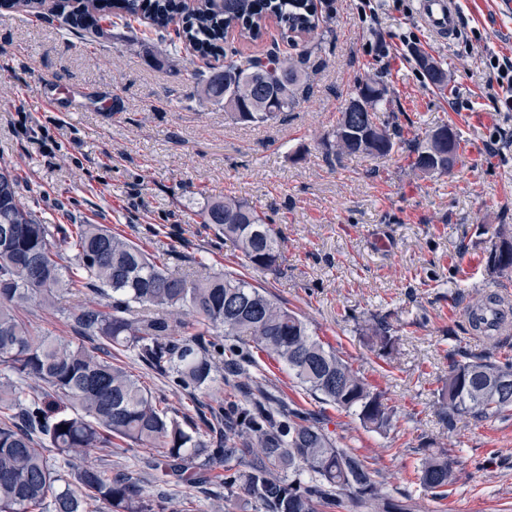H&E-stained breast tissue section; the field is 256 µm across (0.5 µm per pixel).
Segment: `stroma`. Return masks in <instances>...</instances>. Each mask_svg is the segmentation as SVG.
Listing matches in <instances>:
<instances>
[{
    "label": "stroma",
    "instance_id": "1",
    "mask_svg": "<svg viewBox=\"0 0 512 512\" xmlns=\"http://www.w3.org/2000/svg\"><path fill=\"white\" fill-rule=\"evenodd\" d=\"M357 0H316L326 43L283 38L269 23L257 41L230 34L237 58L270 50L300 63L298 104L265 125L238 123L223 105L200 101L196 73L222 67L185 43L171 45L148 20L112 28L95 44L55 16L0 6V167L18 178L21 202L48 224H103L163 255L172 269L229 271L263 286L301 314L394 411L390 430L307 394L263 354L242 382L311 414L384 479L405 512H512V411L476 424L443 420L436 390L457 351L512 358V335H481L465 309L487 294H512V274L486 266L499 225H512V111L498 108L487 55L512 58V0H458L460 33L425 29L417 0H382L376 23ZM447 72L432 86L416 56ZM382 77L381 117L395 116L403 144L384 157H329L322 144L356 87ZM450 124L461 136L452 174L413 169L408 147ZM236 196L265 212L282 237L279 273L243 266L198 212L206 198ZM392 329L391 354L371 348L368 325ZM124 366L180 415L192 403L166 377L123 352ZM447 452L454 480L445 496L414 485L416 449ZM143 479L144 495L224 512V486L200 492L156 486L145 456L103 454Z\"/></svg>",
    "mask_w": 512,
    "mask_h": 512
}]
</instances>
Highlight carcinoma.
<instances>
[{"mask_svg":"<svg viewBox=\"0 0 512 512\" xmlns=\"http://www.w3.org/2000/svg\"><path fill=\"white\" fill-rule=\"evenodd\" d=\"M68 26L80 33L106 30L99 12L112 7L128 17L149 12L153 25L164 30L181 17L177 37L201 55H225L228 30L256 40L262 21L275 16L286 38L315 29L311 0H200L192 10L183 0H79ZM304 73L299 65L275 52L245 61L232 58L224 69L198 74V94L205 101L231 103L224 110L242 123L264 124L294 108ZM376 77L359 85L344 107L332 139L349 156L390 154L396 141L388 122L380 121L372 95ZM432 137L414 150L411 166L433 174ZM14 174L0 173V225L15 227L0 239V512H180L163 500L143 494L139 481L97 462L95 448L114 441L126 449H145L163 481L203 484L208 467L224 466V501L244 493L257 512H324L341 507L343 499L371 512H390L384 484L365 461L339 446L325 430L297 409L273 406L250 396L244 404L227 398L201 422L178 419L177 411L156 397L140 379L113 361L112 350L136 351L147 368L170 378L182 390L204 394L216 382L218 362L238 376L247 356L263 353L284 364L297 382L320 399L354 412L361 425L377 432L389 429L393 410L382 392L370 386L336 351L325 348L309 325L286 304L230 272L198 274L171 269L165 259L102 224H78L55 239L54 230L22 204ZM202 223L233 242L245 264L276 273L286 262L278 235L255 205L233 197L215 198L199 211ZM486 259L496 273L512 271V227L496 231ZM72 258L62 264L61 251ZM66 294L112 299L110 311L82 306L71 312L75 332L93 345L37 334L26 320L34 303L56 307ZM497 296L472 306L470 327L488 331L499 316ZM189 310L193 320L180 317ZM372 344L383 353L397 337L388 327H375ZM512 380V360L466 354L452 360L448 378L438 389L448 428L468 418L488 421L512 411V391L500 386ZM67 400L61 411L51 394ZM224 422V442L215 440L214 421ZM56 456L46 455L49 449ZM258 453L246 462L252 449ZM414 477L436 496L453 481L448 456L419 449Z\"/></svg>","mask_w":512,"mask_h":512,"instance_id":"cac0c4a2","label":"carcinoma"}]
</instances>
